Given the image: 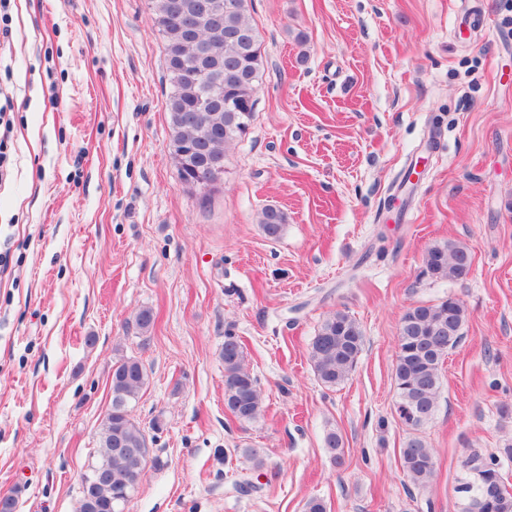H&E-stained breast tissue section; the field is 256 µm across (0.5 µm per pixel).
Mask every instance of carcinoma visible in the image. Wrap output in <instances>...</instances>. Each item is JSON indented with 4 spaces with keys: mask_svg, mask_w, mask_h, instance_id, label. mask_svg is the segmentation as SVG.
Here are the masks:
<instances>
[{
    "mask_svg": "<svg viewBox=\"0 0 512 512\" xmlns=\"http://www.w3.org/2000/svg\"><path fill=\"white\" fill-rule=\"evenodd\" d=\"M202 0H151L155 23L165 44V65L170 84L167 109L171 140L193 139L195 159L213 168L215 179L224 174V156L246 134L253 118L255 95L262 77L263 59L257 30L251 23L252 0H224L228 6L217 17L196 15ZM218 88L240 101L244 111L213 107L196 111L205 89ZM259 223L269 238L277 239L287 224L286 214L276 207L261 211ZM472 265L467 248L448 241L427 249L423 274L435 280L457 281L467 277ZM467 318L462 304L449 295L432 304L408 309L400 320L394 383L396 413L401 423L418 430L435 415L441 390L440 370L450 351L463 338ZM364 347V333L347 312L327 315L312 338L309 358L317 378L327 388L348 379ZM224 413L250 423L264 412L258 379L245 363L242 341L224 335ZM147 383V373L135 358H123L112 369V402L99 433L100 456L81 475L96 497L112 501V512H122L138 485L140 473L129 469L127 456L139 454L148 462L145 430L128 409ZM326 448L333 464H342L344 444L330 431ZM512 462V443L501 455L485 458L474 450L461 462L456 493L461 512H512V490L502 472V460ZM406 478L418 488L426 486L436 471L434 450L418 437L401 448Z\"/></svg>",
    "mask_w": 512,
    "mask_h": 512,
    "instance_id": "obj_1",
    "label": "carcinoma"
}]
</instances>
